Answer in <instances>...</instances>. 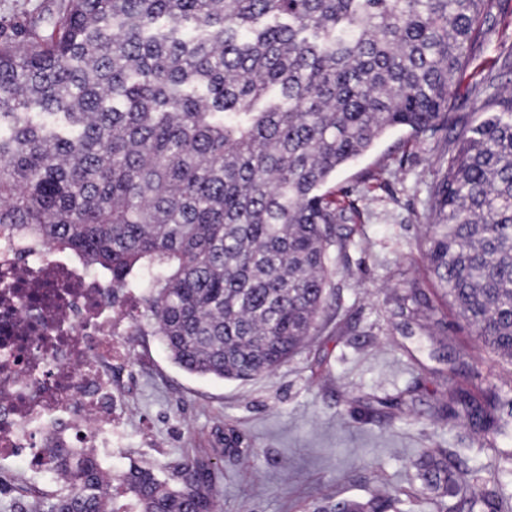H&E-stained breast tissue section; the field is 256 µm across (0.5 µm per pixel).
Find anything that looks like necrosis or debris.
Wrapping results in <instances>:
<instances>
[{"instance_id":"necrosis-or-debris-1","label":"necrosis or debris","mask_w":512,"mask_h":512,"mask_svg":"<svg viewBox=\"0 0 512 512\" xmlns=\"http://www.w3.org/2000/svg\"><path fill=\"white\" fill-rule=\"evenodd\" d=\"M136 306L113 315L98 274L0 241V459L57 442L102 451L118 423L114 370Z\"/></svg>"}]
</instances>
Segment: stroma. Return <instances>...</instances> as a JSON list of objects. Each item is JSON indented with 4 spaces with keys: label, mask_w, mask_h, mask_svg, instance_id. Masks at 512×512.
Listing matches in <instances>:
<instances>
[{
    "label": "stroma",
    "mask_w": 512,
    "mask_h": 512,
    "mask_svg": "<svg viewBox=\"0 0 512 512\" xmlns=\"http://www.w3.org/2000/svg\"><path fill=\"white\" fill-rule=\"evenodd\" d=\"M483 29L449 102L471 124L493 91L512 89V73L499 65L512 54V0H500ZM459 134L416 140L389 132L337 175L331 190L360 211L354 242L335 262L318 334L273 373L244 382L189 374L149 322L131 325L114 381L123 433L102 465H146L175 480L186 461L209 462L220 512H307L328 497L394 492L404 495V512H456L452 500L434 505L411 495L414 462L430 450L447 453L459 481L512 495V474L498 463L512 438L473 425L460 399L512 391V365L457 326L428 273L420 220L438 163ZM412 283L434 305L435 322L408 338L393 310ZM234 432L244 446L225 451ZM60 486L23 453L0 465V512H20Z\"/></svg>",
    "instance_id": "obj_1"
}]
</instances>
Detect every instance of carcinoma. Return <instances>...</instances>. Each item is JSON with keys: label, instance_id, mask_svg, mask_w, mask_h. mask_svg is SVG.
<instances>
[{"label": "carcinoma", "instance_id": "cac0c4a2", "mask_svg": "<svg viewBox=\"0 0 512 512\" xmlns=\"http://www.w3.org/2000/svg\"><path fill=\"white\" fill-rule=\"evenodd\" d=\"M497 0H61L0 27V235L100 270L112 305L143 289L190 374L247 381L316 335L358 210L327 190L385 134L434 136ZM463 130L421 219L430 271L457 319L512 364V92ZM401 310L427 320L416 292ZM47 512H217L198 460L177 482L112 475L58 448ZM419 492L475 504L443 458ZM485 512H505L482 494ZM395 495L314 512H399Z\"/></svg>", "mask_w": 512, "mask_h": 512}]
</instances>
